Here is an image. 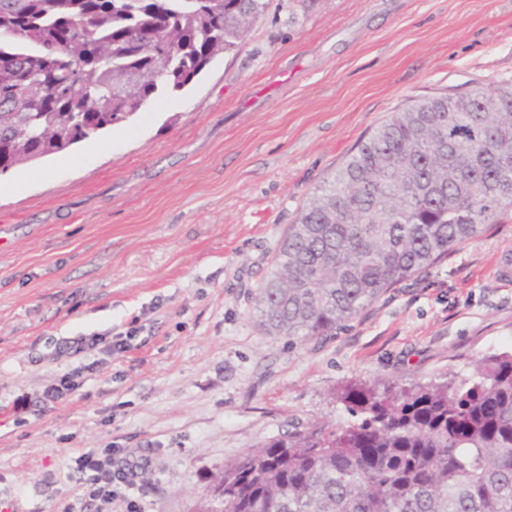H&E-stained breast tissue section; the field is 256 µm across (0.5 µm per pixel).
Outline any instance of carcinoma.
<instances>
[{"mask_svg":"<svg viewBox=\"0 0 512 512\" xmlns=\"http://www.w3.org/2000/svg\"><path fill=\"white\" fill-rule=\"evenodd\" d=\"M268 0H0V174L124 124L245 40ZM138 79L128 96L117 91ZM512 214V84L411 101L302 207L256 297L262 325L327 336ZM354 421L273 438L196 512H512V354L472 374L339 395Z\"/></svg>","mask_w":512,"mask_h":512,"instance_id":"cac0c4a2","label":"carcinoma"}]
</instances>
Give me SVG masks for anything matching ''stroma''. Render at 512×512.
<instances>
[{"mask_svg": "<svg viewBox=\"0 0 512 512\" xmlns=\"http://www.w3.org/2000/svg\"><path fill=\"white\" fill-rule=\"evenodd\" d=\"M475 81L512 82V0H270L183 92L0 174V500L76 512L75 457L117 448L135 471L109 512H193L269 438L347 425L346 385L512 352V218L332 335L269 334L256 305L289 224L374 127ZM127 331L118 354L90 343Z\"/></svg>", "mask_w": 512, "mask_h": 512, "instance_id": "obj_1", "label": "stroma"}]
</instances>
